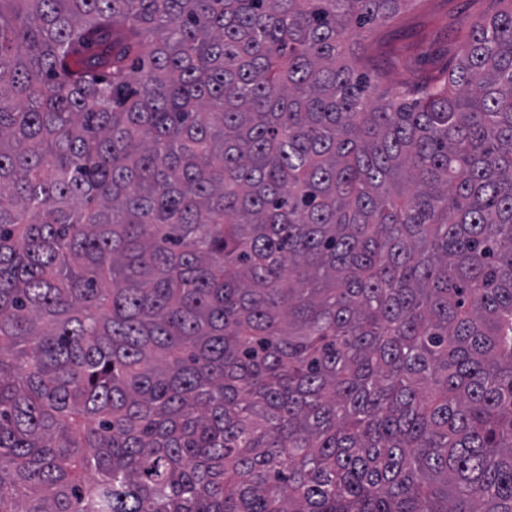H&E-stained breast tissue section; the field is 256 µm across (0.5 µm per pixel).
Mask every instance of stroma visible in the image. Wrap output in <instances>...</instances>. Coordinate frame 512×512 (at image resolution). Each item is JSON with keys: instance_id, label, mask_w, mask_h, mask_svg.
I'll list each match as a JSON object with an SVG mask.
<instances>
[{"instance_id": "stroma-1", "label": "stroma", "mask_w": 512, "mask_h": 512, "mask_svg": "<svg viewBox=\"0 0 512 512\" xmlns=\"http://www.w3.org/2000/svg\"><path fill=\"white\" fill-rule=\"evenodd\" d=\"M497 8L496 0H414L353 42V63L388 86L444 75L457 57L461 29Z\"/></svg>"}]
</instances>
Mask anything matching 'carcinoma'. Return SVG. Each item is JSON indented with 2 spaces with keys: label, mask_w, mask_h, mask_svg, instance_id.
Here are the masks:
<instances>
[{
  "label": "carcinoma",
  "mask_w": 512,
  "mask_h": 512,
  "mask_svg": "<svg viewBox=\"0 0 512 512\" xmlns=\"http://www.w3.org/2000/svg\"><path fill=\"white\" fill-rule=\"evenodd\" d=\"M0 0V512H512V0ZM498 7L493 0L416 1L389 24L373 26L355 40L352 62L379 92L399 82L443 76L457 58L460 28Z\"/></svg>",
  "instance_id": "carcinoma-1"
}]
</instances>
